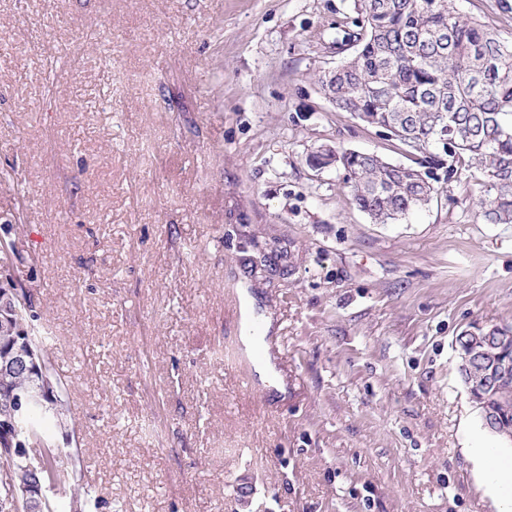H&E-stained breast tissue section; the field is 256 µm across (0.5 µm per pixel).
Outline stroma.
Wrapping results in <instances>:
<instances>
[{
	"instance_id": "35a3bbf8",
	"label": "stroma",
	"mask_w": 512,
	"mask_h": 512,
	"mask_svg": "<svg viewBox=\"0 0 512 512\" xmlns=\"http://www.w3.org/2000/svg\"><path fill=\"white\" fill-rule=\"evenodd\" d=\"M512 37V0H457ZM354 0H0V287L69 382L47 431L99 512H498L455 340L512 329L473 171L377 224L340 147L412 158L318 82ZM266 325L246 383L234 297ZM252 488L249 507L235 486Z\"/></svg>"
}]
</instances>
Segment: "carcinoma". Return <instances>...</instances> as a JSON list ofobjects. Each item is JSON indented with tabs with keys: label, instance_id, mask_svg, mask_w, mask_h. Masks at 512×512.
Returning a JSON list of instances; mask_svg holds the SVG:
<instances>
[{
	"label": "carcinoma",
	"instance_id": "obj_1",
	"mask_svg": "<svg viewBox=\"0 0 512 512\" xmlns=\"http://www.w3.org/2000/svg\"><path fill=\"white\" fill-rule=\"evenodd\" d=\"M355 8L358 32L349 38L357 49L321 78L324 94L336 109L388 130L408 152L422 154L420 165L443 164L433 152L440 146L448 173L475 169L477 217L512 224V39L461 14L456 0H355ZM336 162L352 204L378 224L405 218L439 191L429 174L377 154L341 150ZM38 319L30 306L9 321L0 338V366L11 361L15 343L36 339ZM35 384L21 371L0 376V439L21 426L29 438L10 445L38 449L37 476L53 477L54 488L84 501V512H98L101 502L79 487L75 471L60 463L59 449L45 447L44 425L52 417L37 407L17 417L18 400ZM476 404L512 432V374L484 390Z\"/></svg>",
	"mask_w": 512,
	"mask_h": 512
}]
</instances>
